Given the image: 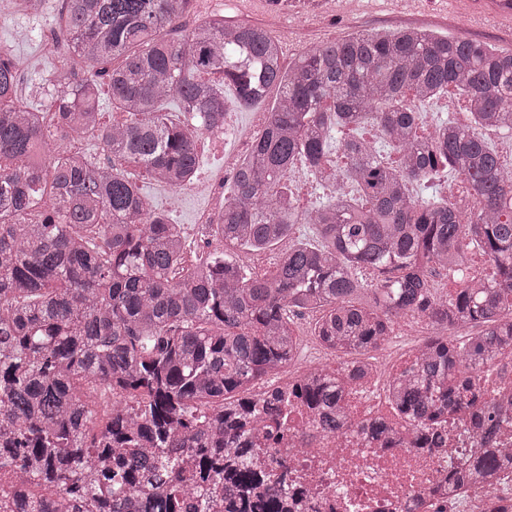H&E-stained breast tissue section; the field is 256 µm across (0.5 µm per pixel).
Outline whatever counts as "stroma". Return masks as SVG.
Here are the masks:
<instances>
[{
  "label": "stroma",
  "mask_w": 512,
  "mask_h": 512,
  "mask_svg": "<svg viewBox=\"0 0 512 512\" xmlns=\"http://www.w3.org/2000/svg\"><path fill=\"white\" fill-rule=\"evenodd\" d=\"M355 3V9H339L314 19L303 43L292 41L285 45L284 63L294 62L309 46L359 32L405 27L482 41L512 51V25H490L475 20L465 0H448L444 8L436 6L434 0H420L412 13L394 8L390 0H355ZM61 13L62 0H47L43 12L36 15L22 11L0 15V48L7 49L21 66L18 97L27 105L45 112L50 109V98L44 89L52 73L62 67L63 61L45 57L42 42L49 37L62 38ZM217 13L231 23L261 25L273 31L280 24L281 10L259 4L258 0H193L188 15L178 26V35L187 34L195 23ZM138 184L152 208L168 215L176 224L192 226L196 212L209 205L207 198L163 187L143 178Z\"/></svg>",
  "instance_id": "1"
}]
</instances>
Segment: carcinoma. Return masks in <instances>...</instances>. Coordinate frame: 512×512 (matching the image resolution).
<instances>
[{
	"instance_id": "carcinoma-1",
	"label": "carcinoma",
	"mask_w": 512,
	"mask_h": 512,
	"mask_svg": "<svg viewBox=\"0 0 512 512\" xmlns=\"http://www.w3.org/2000/svg\"><path fill=\"white\" fill-rule=\"evenodd\" d=\"M191 2L64 0L71 57L49 80L50 118L17 99L11 54L0 50V487L29 512L80 501L125 512L152 482L166 491L148 507L183 512L193 499V512H208L183 473L188 453L216 490L256 486L250 460L224 486V446L279 426L281 398L241 392L295 360V319L306 312H321L314 333L350 370L389 344L397 318L426 319L435 336L391 397L418 424L464 405L484 413L471 375L512 350V169L452 119L422 142L414 128L416 102L451 88L476 125L512 135V52L403 28L327 42L286 67L270 32L222 15L170 36ZM114 60L122 118L99 128L95 67ZM228 77L246 107L273 87L279 99L211 225L222 247L185 266L182 225L152 209L123 165L179 187L196 171L193 138L224 124ZM171 96L182 122L159 110ZM367 120L404 164L391 167L370 143H338L342 179L363 203L336 191L314 210L285 207L296 163L319 179L337 128ZM74 134L97 139L107 163L63 149ZM446 169L469 209L409 196V184L427 188ZM33 213L37 224L27 223ZM298 224L268 273L236 259L292 239ZM474 252L491 262L494 287L436 297L429 276ZM298 398L325 410L328 428L342 425L337 377L299 384Z\"/></svg>"
}]
</instances>
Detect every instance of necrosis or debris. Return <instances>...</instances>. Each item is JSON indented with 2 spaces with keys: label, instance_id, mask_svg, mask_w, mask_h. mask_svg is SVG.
<instances>
[{
  "label": "necrosis or debris",
  "instance_id": "1",
  "mask_svg": "<svg viewBox=\"0 0 512 512\" xmlns=\"http://www.w3.org/2000/svg\"><path fill=\"white\" fill-rule=\"evenodd\" d=\"M379 359L344 378L342 433L325 429L318 412L295 396L296 378L281 381L286 419L276 435H258L249 453L273 484L287 488L290 512H497L512 498V466L482 469L480 450L512 455V421L487 432L462 408L438 423L395 421L383 437L368 422L390 397ZM480 402L512 417V364L488 362L476 382Z\"/></svg>",
  "mask_w": 512,
  "mask_h": 512
}]
</instances>
